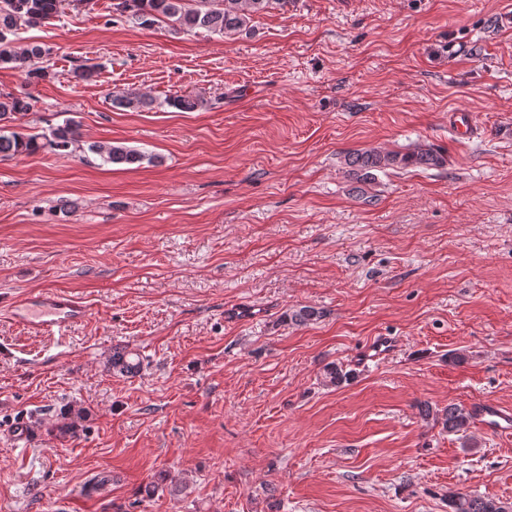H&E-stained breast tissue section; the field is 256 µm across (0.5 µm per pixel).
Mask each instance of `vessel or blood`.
Returning a JSON list of instances; mask_svg holds the SVG:
<instances>
[{"mask_svg": "<svg viewBox=\"0 0 512 512\" xmlns=\"http://www.w3.org/2000/svg\"><path fill=\"white\" fill-rule=\"evenodd\" d=\"M448 125L455 134L471 138L479 128L470 112L459 110L448 117ZM9 313L15 321L37 333H60L67 327L83 321L88 310L73 296L49 290L37 296L13 303ZM473 412L485 430L508 434L512 432V412L483 401L473 404Z\"/></svg>", "mask_w": 512, "mask_h": 512, "instance_id": "vessel-or-blood-1", "label": "vessel or blood"}]
</instances>
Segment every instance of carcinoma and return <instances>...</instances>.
<instances>
[{"mask_svg": "<svg viewBox=\"0 0 512 512\" xmlns=\"http://www.w3.org/2000/svg\"><path fill=\"white\" fill-rule=\"evenodd\" d=\"M271 0H115L113 10L127 15L142 26H154L164 22L179 33H197L204 30L211 34L240 31L247 27L252 17L265 10ZM59 0H0V64H13L24 69L34 57H41L49 50L38 45H28L20 52L9 49L17 35L19 22L39 26L55 18ZM165 103L179 110H190L202 103L193 96L176 95ZM117 108H149L154 99L142 95H125L112 98ZM32 110L30 94H0V122H9L16 116ZM81 138L79 125L72 119L50 129L49 133H26L22 130H6L0 127V156L14 157L34 154L42 150L64 152ZM87 152L97 156L105 164L135 165L143 155L121 142H90ZM444 156L433 149L412 152H382L366 150L347 156L346 164L352 173L365 181L375 180V172L388 168L442 167ZM472 415L462 407H448L446 429L452 433L464 432L471 424ZM453 512H512V504L493 498L454 495L450 499Z\"/></svg>", "mask_w": 512, "mask_h": 512, "instance_id": "1", "label": "carcinoma"}]
</instances>
